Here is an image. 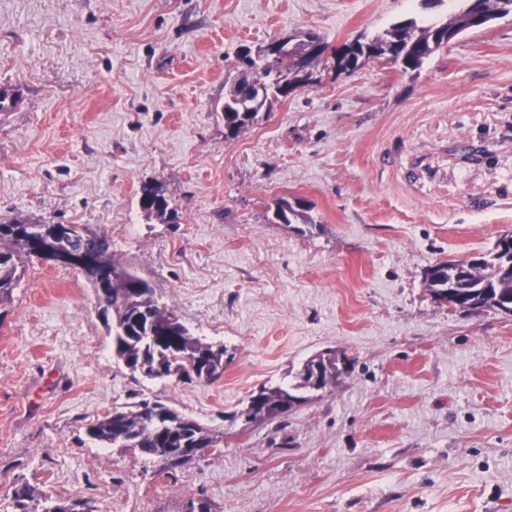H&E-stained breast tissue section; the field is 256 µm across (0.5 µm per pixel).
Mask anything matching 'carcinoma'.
<instances>
[{"label":"carcinoma","mask_w":512,"mask_h":512,"mask_svg":"<svg viewBox=\"0 0 512 512\" xmlns=\"http://www.w3.org/2000/svg\"><path fill=\"white\" fill-rule=\"evenodd\" d=\"M448 2V13L441 20L414 17L392 24L381 34L354 39L358 45L349 44L334 51L339 57L337 73L350 75L360 66L383 59L397 67L403 74L420 70L426 60L447 46L463 33L481 30L494 20L503 6L512 0H420L421 7L432 10ZM268 47L252 51L248 46L237 56L239 73L224 93V102L214 112L224 122V130L231 137L258 121L259 114L269 111L278 98L264 96L260 91L275 84L288 96L291 90L310 79L306 69H315L323 62L321 54L327 46L308 33L298 37V43L280 50L273 64L265 62ZM19 99L17 90L0 86V112H10ZM139 206L169 223L176 222L175 211L159 183L144 181L139 188ZM275 220L291 224L297 220L310 225L302 203L291 204L280 199L273 211ZM31 223L0 217V305L10 300L20 280V270L28 260L41 259L29 240L27 228ZM68 244L73 255L83 253L87 242L78 224L68 229ZM474 263L461 267L456 260L440 261L430 267L424 276V286L430 296L448 289V281L455 278L463 287L465 301L471 303V313L502 311L501 304L512 298V256L492 251L473 256ZM89 281L100 309L112 335V355L128 369L147 379L175 377L180 381L213 383L224 373L226 348L201 341L193 336L178 316L155 300L156 290L133 267L121 263L115 253L108 250L99 255L95 264L79 269ZM142 289L146 299L133 303L130 292ZM336 387V372L324 370L317 385L309 383L304 371H299L298 382L288 387L282 385L260 386L247 399L240 413L245 422H274L288 413V399L300 404L322 397ZM86 435L105 446H116L125 440L123 449L132 454L156 456L169 453L168 470L190 465L194 458H184L177 453L180 448H220L224 432L206 427L196 420L179 413L159 401L141 399L137 402L112 408V411L90 423ZM13 499L18 512H36L32 502L33 491L26 484L15 486ZM41 512H81L76 505L43 496Z\"/></svg>","instance_id":"carcinoma-1"}]
</instances>
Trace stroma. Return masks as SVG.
I'll return each mask as SVG.
<instances>
[{
    "label": "stroma",
    "instance_id": "stroma-1",
    "mask_svg": "<svg viewBox=\"0 0 512 512\" xmlns=\"http://www.w3.org/2000/svg\"><path fill=\"white\" fill-rule=\"evenodd\" d=\"M417 0H0V216L106 231L160 304L231 358L213 383L112 357L85 277L27 264L0 306V512L11 489L90 512H512V316L451 312L426 269L512 233V11L419 72L375 60L276 102L237 137L214 113L236 54L297 32L338 47ZM483 136L495 168L458 162ZM161 183L176 223L138 204ZM303 202L314 225L274 220ZM353 363L284 418L235 419L326 350ZM147 398L223 431L174 475L85 434Z\"/></svg>",
    "mask_w": 512,
    "mask_h": 512
}]
</instances>
